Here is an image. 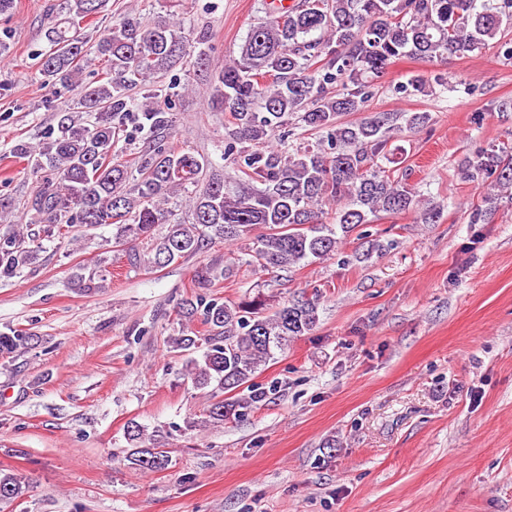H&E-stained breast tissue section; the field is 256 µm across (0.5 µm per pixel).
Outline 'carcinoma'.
Masks as SVG:
<instances>
[{"instance_id": "1", "label": "carcinoma", "mask_w": 512, "mask_h": 512, "mask_svg": "<svg viewBox=\"0 0 512 512\" xmlns=\"http://www.w3.org/2000/svg\"><path fill=\"white\" fill-rule=\"evenodd\" d=\"M110 0H67L66 14L46 34L49 48L36 53L41 85L79 89L75 111L61 113L56 128L36 144L19 142L16 157L39 175L26 208L33 224L0 231V277L36 263L40 238H65L77 224H109L112 247L146 243L144 268L163 269L218 240L242 245L246 263L285 268L335 256L356 229L381 215L423 210L425 222L441 207L408 183L385 174L377 159L400 126L391 112L358 121L377 81L402 58H463L512 28V0H300L285 11L266 8L254 22L240 55L213 68L204 52L188 62L181 23L145 25L129 11L99 36L85 75L81 30L109 11ZM191 64L205 77L202 93L229 115L224 125L225 176L209 158L169 145L175 127L169 98L155 89L158 74ZM448 77L417 74L396 87L426 95ZM144 90L134 102L131 91ZM324 133L315 143L290 144L288 125ZM132 121L146 132L133 162L114 158L116 135ZM465 181L484 185L470 223L487 224L504 198L512 199V153L493 146L460 168ZM184 200L192 221L171 223L170 201ZM166 226L158 234L156 228ZM179 329L172 346L186 353L181 378L208 399L202 419L184 432H206L247 417L268 397L257 373L288 342L319 321L318 299L297 298L271 311L260 293L233 301L197 293L178 303ZM200 322L204 330L193 328ZM29 337L0 332V357L11 358ZM132 468L151 474L171 464L170 432L132 420L124 427ZM30 492L26 476L0 471V505Z\"/></svg>"}]
</instances>
